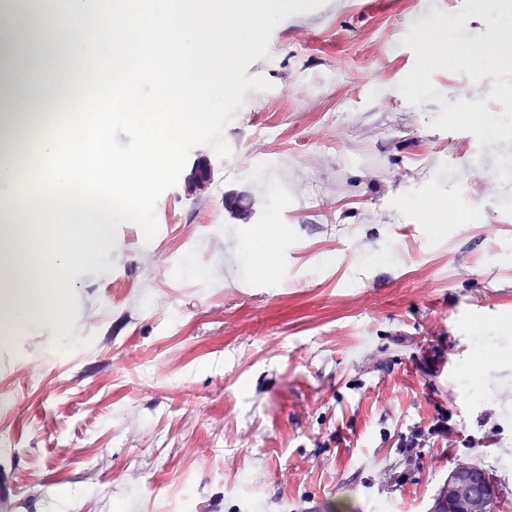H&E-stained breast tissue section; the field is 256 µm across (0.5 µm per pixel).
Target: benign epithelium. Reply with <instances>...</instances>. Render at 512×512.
I'll return each mask as SVG.
<instances>
[{
    "label": "benign epithelium",
    "instance_id": "obj_1",
    "mask_svg": "<svg viewBox=\"0 0 512 512\" xmlns=\"http://www.w3.org/2000/svg\"><path fill=\"white\" fill-rule=\"evenodd\" d=\"M445 487L444 512H495L497 500L504 494L476 464L465 459L453 463Z\"/></svg>",
    "mask_w": 512,
    "mask_h": 512
}]
</instances>
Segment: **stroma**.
<instances>
[{
	"instance_id": "35a3bbf8",
	"label": "stroma",
	"mask_w": 512,
	"mask_h": 512,
	"mask_svg": "<svg viewBox=\"0 0 512 512\" xmlns=\"http://www.w3.org/2000/svg\"><path fill=\"white\" fill-rule=\"evenodd\" d=\"M463 0H328L273 31L225 131L156 204L158 233L72 282L78 315L16 331L0 373L9 512H428L455 460L512 512V143L432 128L400 41ZM447 101L493 79L434 73ZM251 200L248 216L226 208ZM272 236L277 272L248 258ZM440 340L437 369L422 362ZM490 365L474 369L476 357ZM489 447L402 433L438 408Z\"/></svg>"
}]
</instances>
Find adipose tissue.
<instances>
[{
  "instance_id": "1",
  "label": "adipose tissue",
  "mask_w": 512,
  "mask_h": 512,
  "mask_svg": "<svg viewBox=\"0 0 512 512\" xmlns=\"http://www.w3.org/2000/svg\"><path fill=\"white\" fill-rule=\"evenodd\" d=\"M122 0L94 16L92 0H8L0 7L7 21L0 25V151L33 132L48 95L66 96L89 80L94 65L124 48L128 37L148 43L149 59L167 83L152 98L136 93L133 67L113 68L99 93L108 102L131 101L138 111L156 118L157 130H170L174 140L194 127L200 113L216 103L213 76L227 68L224 40L231 28L238 51H247L270 15L264 0ZM39 35L48 59L30 55L32 35ZM38 149L43 166L30 170L0 160V205L29 213L51 228L47 245L32 253L27 265L14 261L19 225L0 226V317L21 327L38 316L62 321L63 309L54 284L72 255L54 228L57 211L37 206L39 196L57 190L73 175L71 166L56 163L58 139L42 136Z\"/></svg>"
}]
</instances>
